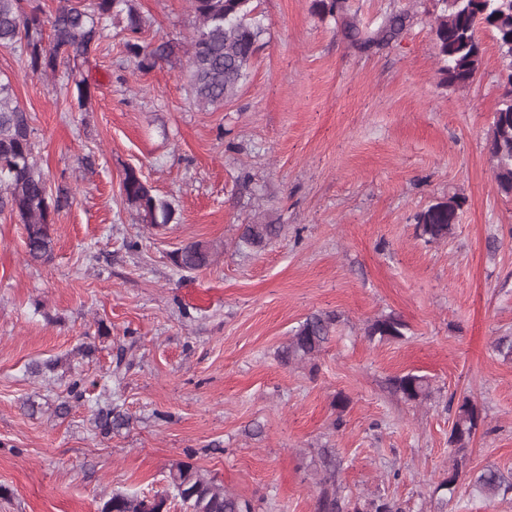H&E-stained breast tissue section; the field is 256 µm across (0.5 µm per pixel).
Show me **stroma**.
Masks as SVG:
<instances>
[{"label": "stroma", "instance_id": "1", "mask_svg": "<svg viewBox=\"0 0 512 512\" xmlns=\"http://www.w3.org/2000/svg\"><path fill=\"white\" fill-rule=\"evenodd\" d=\"M136 3L142 44L176 47L147 72L112 26L52 80L0 48L38 164L70 194L46 263L0 215V512H100L113 493L168 489L180 462L256 512H315L324 446L351 502L512 512V494L484 499L464 475L453 493L435 490L452 465L453 393L484 417L471 470L512 469V360L494 349L512 334V198L488 160L505 69L490 32L478 80L445 87L436 0H348L366 27L414 15L397 42L370 50L313 0H258L264 47L237 97L203 110L188 87L189 0ZM130 168L174 200L176 221L138 223L120 196ZM452 194L465 199L453 237L425 242L416 214ZM266 222L282 225L277 239L240 245L243 225ZM190 241L217 245L209 267L174 266ZM314 312L341 314L330 343L313 363L283 364ZM388 313L406 339L367 341L368 320ZM51 359L58 367L31 374ZM404 372L429 379L427 402L390 393ZM74 386L83 400L58 414ZM99 403L128 425L99 434Z\"/></svg>", "mask_w": 512, "mask_h": 512}]
</instances>
